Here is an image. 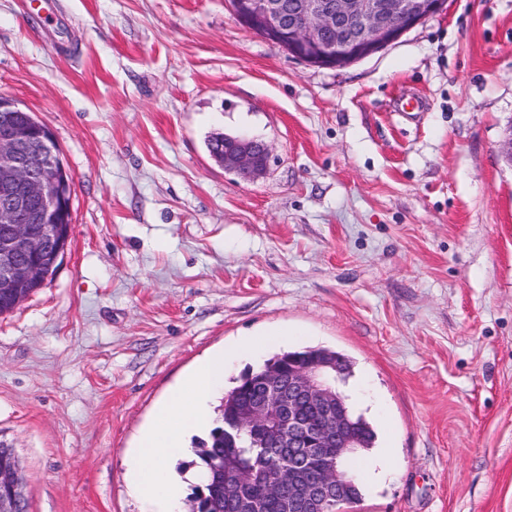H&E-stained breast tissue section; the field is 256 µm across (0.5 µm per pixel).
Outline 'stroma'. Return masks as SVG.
Returning <instances> with one entry per match:
<instances>
[{"label": "stroma", "mask_w": 512, "mask_h": 512, "mask_svg": "<svg viewBox=\"0 0 512 512\" xmlns=\"http://www.w3.org/2000/svg\"><path fill=\"white\" fill-rule=\"evenodd\" d=\"M0 95L72 176L67 253L0 315L30 512H143L130 461L182 378L223 351L229 389L303 347L351 360L377 435L349 512H512V0H448L340 69L228 0H0ZM218 132L266 143V172L215 162Z\"/></svg>", "instance_id": "obj_1"}]
</instances>
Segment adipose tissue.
Segmentation results:
<instances>
[{"mask_svg":"<svg viewBox=\"0 0 512 512\" xmlns=\"http://www.w3.org/2000/svg\"><path fill=\"white\" fill-rule=\"evenodd\" d=\"M223 386V354L205 357L160 404L153 424L141 435L130 467L134 493L149 512H180L183 484L169 477L165 461L185 453L189 433L209 426L208 401Z\"/></svg>","mask_w":512,"mask_h":512,"instance_id":"obj_1","label":"adipose tissue"}]
</instances>
